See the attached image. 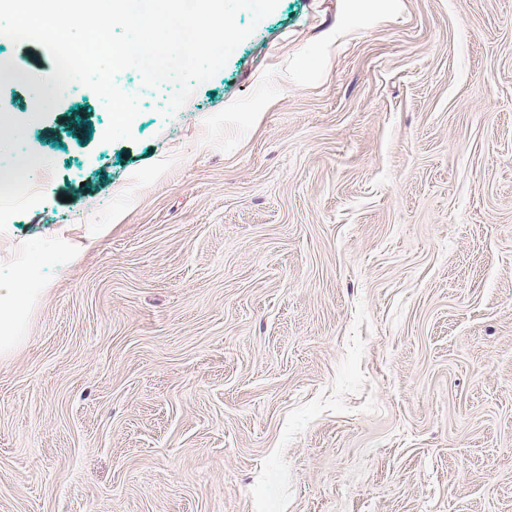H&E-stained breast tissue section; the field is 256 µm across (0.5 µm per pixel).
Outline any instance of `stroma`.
<instances>
[{"instance_id":"1","label":"stroma","mask_w":512,"mask_h":512,"mask_svg":"<svg viewBox=\"0 0 512 512\" xmlns=\"http://www.w3.org/2000/svg\"><path fill=\"white\" fill-rule=\"evenodd\" d=\"M1 54L0 512H512V0H279L131 142ZM15 288H0V353H6L22 342L18 336L28 307L36 298V289L25 288L26 276L17 273Z\"/></svg>"}]
</instances>
